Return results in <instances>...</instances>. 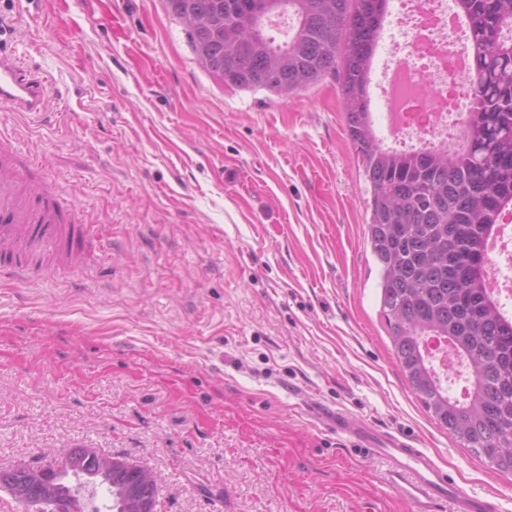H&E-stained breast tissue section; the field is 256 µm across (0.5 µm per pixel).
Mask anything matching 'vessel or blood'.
Masks as SVG:
<instances>
[{"mask_svg":"<svg viewBox=\"0 0 512 512\" xmlns=\"http://www.w3.org/2000/svg\"><path fill=\"white\" fill-rule=\"evenodd\" d=\"M50 85L21 59L0 52V105L17 112L45 110ZM40 163L17 146L0 150V273L34 279L38 264L33 254L48 255L73 271L86 267V256L98 236L92 225L79 221L76 203L61 207L54 193L36 186L32 173ZM315 417L330 433L348 438L361 452L386 457L394 466L403 495L416 512H498L493 496H478L459 485L426 449L400 432H375L345 409L312 406Z\"/></svg>","mask_w":512,"mask_h":512,"instance_id":"obj_1","label":"vessel or blood"}]
</instances>
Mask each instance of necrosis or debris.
I'll return each mask as SVG.
<instances>
[{"instance_id":"obj_1","label":"necrosis or debris","mask_w":512,"mask_h":512,"mask_svg":"<svg viewBox=\"0 0 512 512\" xmlns=\"http://www.w3.org/2000/svg\"><path fill=\"white\" fill-rule=\"evenodd\" d=\"M390 37L376 82L389 137L422 148L457 134L473 103L472 80L459 27L445 0H395ZM489 288L512 313V226L501 225L488 251Z\"/></svg>"}]
</instances>
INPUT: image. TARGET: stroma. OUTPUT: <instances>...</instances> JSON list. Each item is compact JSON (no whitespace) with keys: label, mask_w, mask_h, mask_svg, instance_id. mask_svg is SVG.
Instances as JSON below:
<instances>
[{"label":"stroma","mask_w":512,"mask_h":512,"mask_svg":"<svg viewBox=\"0 0 512 512\" xmlns=\"http://www.w3.org/2000/svg\"><path fill=\"white\" fill-rule=\"evenodd\" d=\"M0 24L53 80L46 115L0 109V131L104 243L80 273L0 277V470L81 443L150 470L158 512H415L320 400L512 512V474L393 357L335 75L226 86L162 0H0Z\"/></svg>","instance_id":"35a3bbf8"}]
</instances>
